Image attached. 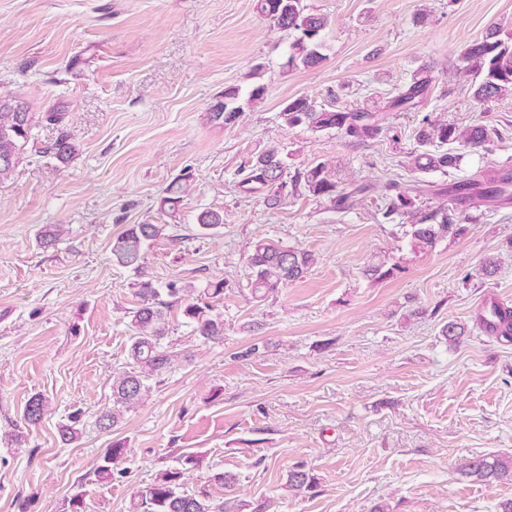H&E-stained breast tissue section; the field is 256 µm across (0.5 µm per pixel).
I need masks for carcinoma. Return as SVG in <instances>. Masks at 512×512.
<instances>
[{
  "label": "carcinoma",
  "instance_id": "carcinoma-1",
  "mask_svg": "<svg viewBox=\"0 0 512 512\" xmlns=\"http://www.w3.org/2000/svg\"><path fill=\"white\" fill-rule=\"evenodd\" d=\"M260 15L273 26L283 31H292L296 37L288 44L285 65L301 64L316 67L326 56L322 53L324 42L321 33L328 27L327 17L307 11L304 0H257ZM460 69L470 76L472 101L485 106L505 94L512 92V39L498 37V31L489 33L483 40L467 46L459 55ZM433 77L427 68L422 69L408 89L400 92L391 101V106L411 109L421 103ZM240 91L237 88L224 90L223 100L215 104L210 114L211 121L227 124L234 121L242 107L238 104ZM285 126H306L314 130H335L355 141L374 140L384 132L382 120L373 112L363 109L327 110L317 108L309 99L298 97L288 102L280 112ZM35 113L29 105L12 96L0 95V178L8 177L19 162L24 144L31 135ZM500 136L497 129L486 125L457 127L423 116L416 132L418 150L411 153L412 168L419 172L441 171L448 173L459 167L461 154L441 152L439 147L456 143L471 152L488 149L493 139ZM61 163L70 161L76 146L66 134H61L51 147ZM287 168L286 157L273 147L259 155L240 181L243 192L265 196L268 205L281 201L287 187L283 175ZM294 185H302L308 193L324 199L337 212H345L355 206V198L368 191L356 187L345 191L338 187L331 168L325 162H317L297 173ZM439 195H448L453 200L463 197H479L500 204L512 201V172H481L472 177L454 180L436 189ZM385 204L379 209L384 224L408 223L412 246L425 249L439 239L462 229V223L470 219L467 211L447 206L423 205L411 208L409 192L396 184L385 186ZM224 223V215L207 210L198 217V224L205 230L215 229ZM161 224H131L112 241V257L122 267H140L144 248L161 236ZM313 255L273 241L258 242L247 259L249 269L247 286L251 295L264 300L292 281L300 279L313 264ZM226 282L209 283L199 297H194V288L168 284L165 290L157 288L152 281L140 282L139 305L129 311L130 336L128 350L131 370L112 385V407L98 416L99 426L110 429L116 426L121 413L133 408L142 399L147 389L146 379L166 368L170 355L163 346L166 337V314L173 306L184 303L182 315L192 327L195 336L204 342L221 339L224 333V315L217 309L216 301L224 296ZM49 405L43 395H35L28 401L24 417L28 424H37ZM127 450L116 442L106 449L95 473L101 479L113 474H124L122 465ZM181 467L166 469L158 473L153 481L140 486L134 492L137 512H241L246 504L233 496L235 477L218 472L213 480L224 486L228 496L215 502L206 492L187 494L180 491L184 470L198 465L193 453L181 455ZM464 474L486 481L512 482V458L485 456L475 457L462 466ZM287 485L297 494H306L314 488V480L302 467L296 466L288 472Z\"/></svg>",
  "mask_w": 512,
  "mask_h": 512
}]
</instances>
